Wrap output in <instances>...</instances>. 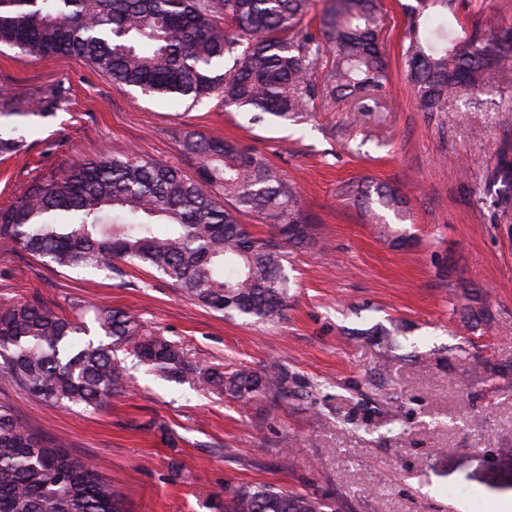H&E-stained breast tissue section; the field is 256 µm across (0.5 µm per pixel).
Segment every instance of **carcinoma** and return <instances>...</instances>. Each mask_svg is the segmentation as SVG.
Returning <instances> with one entry per match:
<instances>
[{
    "instance_id": "cac0c4a2",
    "label": "carcinoma",
    "mask_w": 512,
    "mask_h": 512,
    "mask_svg": "<svg viewBox=\"0 0 512 512\" xmlns=\"http://www.w3.org/2000/svg\"><path fill=\"white\" fill-rule=\"evenodd\" d=\"M405 31L402 64L416 108L443 112L462 87L478 89L491 70L512 69V26L469 37L448 30L456 0H417ZM311 0H0V47L39 59L67 56L120 86L160 98L199 102L221 94L224 107L288 120L343 101L373 111L387 96L382 0H327L319 33L306 17ZM323 71L321 84L311 80ZM0 117L48 116L53 102L32 104L0 95ZM24 142L18 126L0 128V158ZM187 154L197 179L135 153L103 155L40 180L0 209V241L58 268L110 272L119 262L166 276L189 299L226 318L272 319L288 302L291 250L317 240L292 183L268 159L232 140L189 133ZM512 187V152L494 167ZM373 215L398 217L397 185L344 191ZM235 206H224L221 199ZM271 224L260 238L239 214ZM75 316L40 301L0 307V374L46 406L93 412L126 392L125 347L166 378L211 386L250 401L285 394L280 371L246 369L201 375L184 354L127 310L97 308L110 339L96 344ZM327 504L274 486L237 488L224 512H325ZM0 512H123L110 479L25 425L0 401Z\"/></svg>"
}]
</instances>
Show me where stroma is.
Wrapping results in <instances>:
<instances>
[{
  "mask_svg": "<svg viewBox=\"0 0 512 512\" xmlns=\"http://www.w3.org/2000/svg\"><path fill=\"white\" fill-rule=\"evenodd\" d=\"M383 0L388 108H325L256 123L220 94L169 101L121 87L74 59L0 53V91L63 99L0 161V208L80 160L130 150L178 168L195 131L251 146L297 189L320 244L294 251L280 318L229 321L157 272L62 269L0 243V306L36 298L132 311L198 370L275 368L288 394L250 402L204 381L179 384L118 357L127 392L93 414L50 408L0 379V399L44 437L109 476L127 512H216L233 488L274 484L337 502L340 512H498L481 482L512 451V382L477 361H512V203L498 205L496 154L512 144V70L461 89L443 112L415 107L402 68L407 10ZM457 30L512 24V0H457ZM402 187L412 245L399 252L344 195L346 184ZM395 332L387 369L374 329ZM470 358H461L458 346Z\"/></svg>",
  "mask_w": 512,
  "mask_h": 512,
  "instance_id": "1",
  "label": "stroma"
}]
</instances>
